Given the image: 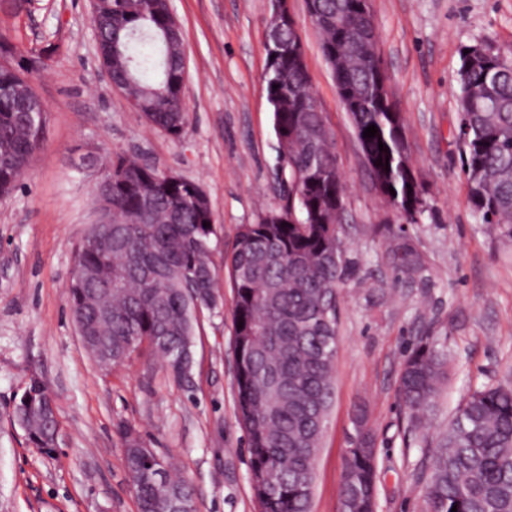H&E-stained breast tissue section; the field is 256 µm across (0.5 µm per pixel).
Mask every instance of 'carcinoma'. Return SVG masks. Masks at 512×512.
Listing matches in <instances>:
<instances>
[{
  "label": "carcinoma",
  "instance_id": "obj_1",
  "mask_svg": "<svg viewBox=\"0 0 512 512\" xmlns=\"http://www.w3.org/2000/svg\"><path fill=\"white\" fill-rule=\"evenodd\" d=\"M170 0H112L98 25L103 51L112 52L113 80L125 86L136 111L153 128L178 137L187 123L181 37L171 39ZM323 57L342 58L337 76L352 98L367 94L384 74L368 61L376 40L374 18L361 0H317L313 19ZM27 66L0 62V180L16 188L47 135V109L38 97H20L14 84ZM458 141L469 201L479 223L512 240V58L491 53L485 62L460 56L457 71ZM277 154L285 156L279 185L282 212H300L298 223L271 222L274 210L240 226L225 265L233 288L234 352L250 361L237 372L238 419L248 444L250 477L273 468L277 487L253 486L259 512H309L310 495L298 481L314 484L315 457L334 397L336 356L326 340L336 335L339 289L348 271L340 237L346 186L322 112L312 92L305 57H283L265 78ZM349 116L372 180L393 187L391 202L405 221L427 212L423 182L406 187L414 171L404 120L386 98L371 100ZM375 125L377 134L363 137ZM384 147H378V143ZM112 157V185L94 189L112 198V229L88 227L74 249L84 265L107 267L102 240L112 232V314L101 321L91 310L85 322L96 344L112 348V364L128 359L143 340L174 373L173 362L193 340L200 317L212 314L217 288L210 259L214 213L202 186L171 170L123 152ZM389 160V165L379 161ZM210 226H203V222ZM448 368V349L427 336L410 351L400 372L398 397L415 444L435 447L424 484L428 512H512V374L473 390L448 427L430 434V412ZM47 388L32 379L14 400L27 440L46 452L58 444L57 413ZM125 468L141 512H186L196 489L172 473L156 486L143 474L160 456L141 446L124 427ZM373 438L357 436L346 450L340 512H372L377 491Z\"/></svg>",
  "mask_w": 512,
  "mask_h": 512
}]
</instances>
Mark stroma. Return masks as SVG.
I'll return each instance as SVG.
<instances>
[{
	"label": "stroma",
	"instance_id": "obj_1",
	"mask_svg": "<svg viewBox=\"0 0 512 512\" xmlns=\"http://www.w3.org/2000/svg\"><path fill=\"white\" fill-rule=\"evenodd\" d=\"M0 0V36L34 54L53 43L35 83L48 135L12 196L0 198V512H137L123 426L198 488L196 512H258L237 420L233 292L224 258L240 225L282 203L272 112L262 83L268 0H172L187 54L188 123L173 138L150 127L104 76L90 0ZM377 47L430 205L407 224L376 191L338 100L305 0L289 7L311 87L347 186L340 236L335 395L315 460L310 512H339L344 450L359 430L377 450V512H426L423 449L405 433L398 380L420 337L448 348L431 416L447 426L467 394L512 369V241L477 224L459 143L456 71L464 47L512 55V0H371ZM136 153L204 188L217 235V310L201 320L189 384L141 349L102 367L69 315L72 248L95 221V163ZM415 268L400 266L397 248ZM52 395L61 427L53 455L11 419L30 379Z\"/></svg>",
	"mask_w": 512,
	"mask_h": 512
}]
</instances>
